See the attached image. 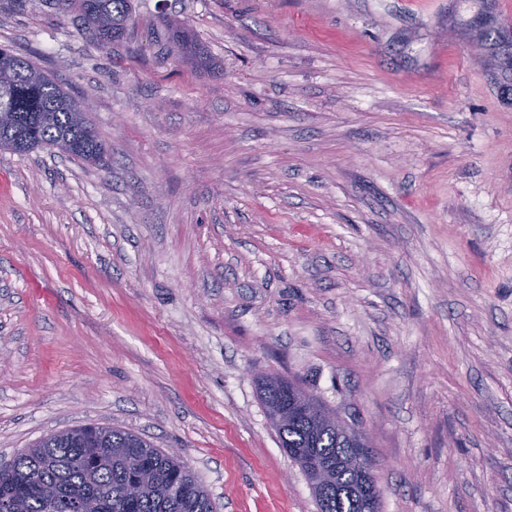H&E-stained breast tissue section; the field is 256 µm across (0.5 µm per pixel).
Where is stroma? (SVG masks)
Instances as JSON below:
<instances>
[{
  "label": "stroma",
  "mask_w": 512,
  "mask_h": 512,
  "mask_svg": "<svg viewBox=\"0 0 512 512\" xmlns=\"http://www.w3.org/2000/svg\"><path fill=\"white\" fill-rule=\"evenodd\" d=\"M135 8L104 48L0 0L108 150L0 149V467L107 424L216 512H317L274 373L368 434L382 512H512V0ZM167 39L185 59H194L198 65L205 63L204 53L194 41L189 30L180 23H171L167 28Z\"/></svg>",
  "instance_id": "35a3bbf8"
}]
</instances>
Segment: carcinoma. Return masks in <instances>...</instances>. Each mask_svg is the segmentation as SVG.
<instances>
[{
    "label": "carcinoma",
    "mask_w": 512,
    "mask_h": 512,
    "mask_svg": "<svg viewBox=\"0 0 512 512\" xmlns=\"http://www.w3.org/2000/svg\"><path fill=\"white\" fill-rule=\"evenodd\" d=\"M57 2L77 12L102 47L123 42L135 24L133 0ZM167 39L183 58L204 64V53L182 24L171 23ZM7 66L13 77L0 87V148L54 147L88 163L103 160L105 144L90 118L81 117L83 103L23 57L9 54ZM276 431L293 459L309 455L333 469L357 447L297 415ZM131 484L142 486L136 498L127 496ZM310 484L320 512H361L369 480L363 472L342 469L325 491ZM0 512H214V506L179 456L132 432L89 424L44 437L1 468Z\"/></svg>",
    "instance_id": "obj_1"
}]
</instances>
